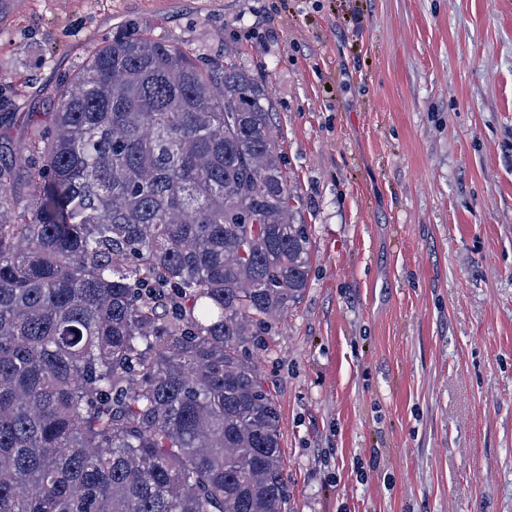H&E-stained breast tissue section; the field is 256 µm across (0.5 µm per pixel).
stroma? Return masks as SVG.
<instances>
[{
  "instance_id": "1",
  "label": "stroma",
  "mask_w": 512,
  "mask_h": 512,
  "mask_svg": "<svg viewBox=\"0 0 512 512\" xmlns=\"http://www.w3.org/2000/svg\"><path fill=\"white\" fill-rule=\"evenodd\" d=\"M0 149L137 28L268 91L314 257L249 353L290 512H512V0H0Z\"/></svg>"
}]
</instances>
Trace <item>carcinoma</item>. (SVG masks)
I'll list each match as a JSON object with an SVG mask.
<instances>
[{"instance_id":"obj_1","label":"carcinoma","mask_w":512,"mask_h":512,"mask_svg":"<svg viewBox=\"0 0 512 512\" xmlns=\"http://www.w3.org/2000/svg\"><path fill=\"white\" fill-rule=\"evenodd\" d=\"M267 90L119 32L0 157V512H288L249 354L312 235Z\"/></svg>"}]
</instances>
